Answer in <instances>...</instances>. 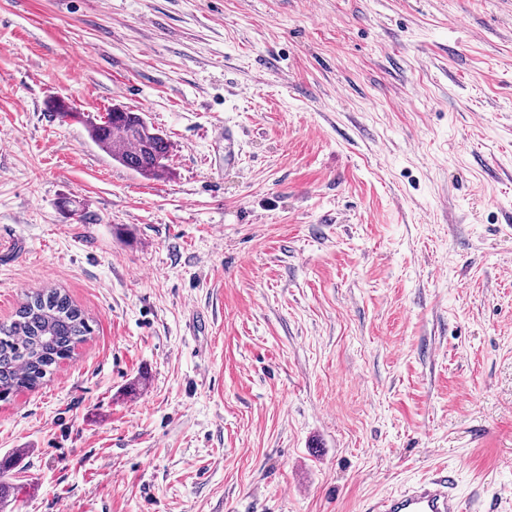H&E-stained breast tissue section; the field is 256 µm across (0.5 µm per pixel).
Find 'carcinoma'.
<instances>
[{
    "mask_svg": "<svg viewBox=\"0 0 512 512\" xmlns=\"http://www.w3.org/2000/svg\"><path fill=\"white\" fill-rule=\"evenodd\" d=\"M90 139L112 160L147 179L168 174V140L144 117L121 106L87 121ZM91 334L85 313L58 288L34 292L0 325V401L40 386Z\"/></svg>",
    "mask_w": 512,
    "mask_h": 512,
    "instance_id": "cac0c4a2",
    "label": "carcinoma"
}]
</instances>
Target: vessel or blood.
<instances>
[{
	"label": "vessel or blood",
	"mask_w": 512,
	"mask_h": 512,
	"mask_svg": "<svg viewBox=\"0 0 512 512\" xmlns=\"http://www.w3.org/2000/svg\"><path fill=\"white\" fill-rule=\"evenodd\" d=\"M366 512H465V508L454 491L453 475L439 470L403 492L369 505Z\"/></svg>",
	"instance_id": "vessel-or-blood-1"
}]
</instances>
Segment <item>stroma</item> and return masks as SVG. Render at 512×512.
I'll return each mask as SVG.
<instances>
[{"instance_id": "stroma-1", "label": "stroma", "mask_w": 512, "mask_h": 512, "mask_svg": "<svg viewBox=\"0 0 512 512\" xmlns=\"http://www.w3.org/2000/svg\"><path fill=\"white\" fill-rule=\"evenodd\" d=\"M49 287L92 333L0 401V512H512V0H0V324ZM87 119L90 139L112 160L147 179H161L168 173V140L138 112L113 106L99 119ZM454 477L438 470L408 489L369 505L366 512H465L454 492Z\"/></svg>"}]
</instances>
